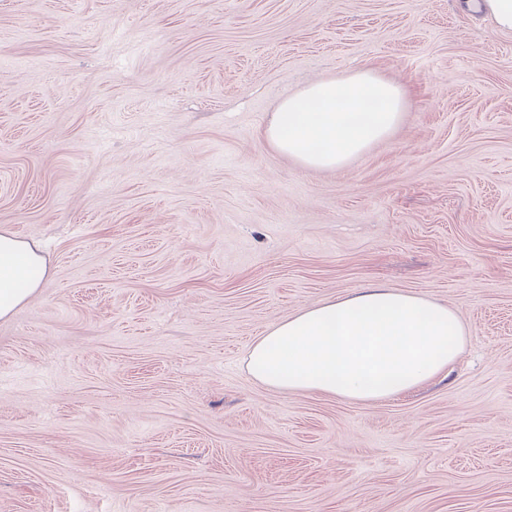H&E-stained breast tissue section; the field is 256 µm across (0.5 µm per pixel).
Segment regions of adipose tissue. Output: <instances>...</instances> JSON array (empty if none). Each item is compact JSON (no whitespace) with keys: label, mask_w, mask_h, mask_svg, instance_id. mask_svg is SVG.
<instances>
[{"label":"adipose tissue","mask_w":512,"mask_h":512,"mask_svg":"<svg viewBox=\"0 0 512 512\" xmlns=\"http://www.w3.org/2000/svg\"><path fill=\"white\" fill-rule=\"evenodd\" d=\"M402 88L364 68L304 85L280 102L263 137L303 167L336 170L400 125ZM48 273L42 245L0 230V319ZM454 309L384 285L305 307L273 323L244 359L261 385L374 405L447 376L465 344Z\"/></svg>","instance_id":"1"}]
</instances>
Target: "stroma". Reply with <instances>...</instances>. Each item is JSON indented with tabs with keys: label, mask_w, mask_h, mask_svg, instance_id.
Segmentation results:
<instances>
[{
	"label": "stroma",
	"mask_w": 512,
	"mask_h": 512,
	"mask_svg": "<svg viewBox=\"0 0 512 512\" xmlns=\"http://www.w3.org/2000/svg\"><path fill=\"white\" fill-rule=\"evenodd\" d=\"M371 68L346 167L262 137ZM0 228L49 275L0 320V512H512V34L468 0H0ZM370 284L453 308L448 377L279 392L270 324ZM404 106L400 86L364 68L306 84L282 100L263 138L305 168L336 170L389 137Z\"/></svg>",
	"instance_id": "obj_1"
}]
</instances>
